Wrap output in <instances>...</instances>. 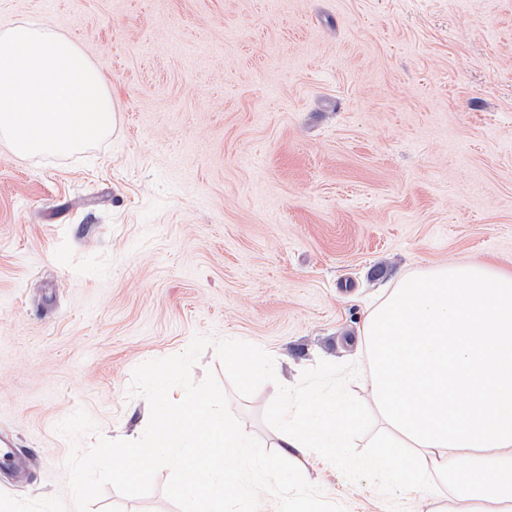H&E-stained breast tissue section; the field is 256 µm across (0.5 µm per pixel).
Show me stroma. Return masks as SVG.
I'll use <instances>...</instances> for the list:
<instances>
[{
  "label": "stroma",
  "mask_w": 512,
  "mask_h": 512,
  "mask_svg": "<svg viewBox=\"0 0 512 512\" xmlns=\"http://www.w3.org/2000/svg\"><path fill=\"white\" fill-rule=\"evenodd\" d=\"M55 21L115 103L105 140L0 147V512H75L66 462L135 440L134 369L198 337L257 345L276 382L234 390L277 451L276 384L345 388L351 455L382 427L359 331L387 289L451 262L512 270V0H0V27ZM85 410L98 435L57 430ZM305 479L345 512L399 494L318 449ZM106 488L91 512H180Z\"/></svg>",
  "instance_id": "obj_1"
}]
</instances>
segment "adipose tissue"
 <instances>
[{"instance_id":"ef3b65f1","label":"adipose tissue","mask_w":512,"mask_h":512,"mask_svg":"<svg viewBox=\"0 0 512 512\" xmlns=\"http://www.w3.org/2000/svg\"><path fill=\"white\" fill-rule=\"evenodd\" d=\"M363 370L384 431L374 454L349 453L355 405L343 392L278 393L275 419L290 461L314 449L376 475L413 512H507L512 507V270L451 264L403 280L363 328ZM500 475L450 504L436 478L455 467Z\"/></svg>"}]
</instances>
